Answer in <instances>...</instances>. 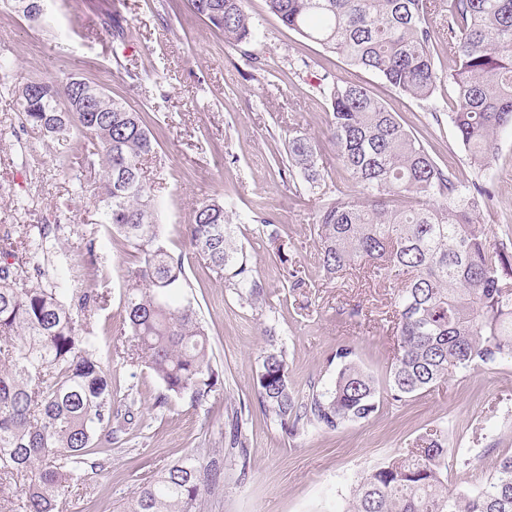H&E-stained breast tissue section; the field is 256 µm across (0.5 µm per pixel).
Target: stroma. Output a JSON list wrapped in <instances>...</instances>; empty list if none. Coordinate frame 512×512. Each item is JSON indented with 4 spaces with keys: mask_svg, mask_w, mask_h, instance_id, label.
Returning a JSON list of instances; mask_svg holds the SVG:
<instances>
[{
    "mask_svg": "<svg viewBox=\"0 0 512 512\" xmlns=\"http://www.w3.org/2000/svg\"><path fill=\"white\" fill-rule=\"evenodd\" d=\"M45 8L46 24L33 28L9 0H0V56L10 66L8 83L72 73L144 113L162 160L153 177L167 247L188 251L186 226L196 202L222 199L269 301L263 310L251 308L190 260L192 301L210 332L224 384L207 408L185 400L156 407L159 381L144 364L123 360L126 343L118 336L133 251L108 235L93 199L77 196L70 181L96 147L83 137L53 142L22 131L12 95L0 90V233L27 225L29 239L17 245V254L42 245L46 279L61 287L93 288L108 272L106 303L75 318L96 336L98 355L136 420L131 434L100 449L96 469L70 485L64 512H117L143 483L187 458L221 474L197 512H344L364 471L416 447L432 429L447 433L449 447L470 451L466 477L449 470V486L481 487L499 457L512 452L510 360L386 402L370 420L333 432L289 436L254 396L258 358L272 343L285 348L291 380L303 392L330 386L339 346H352L381 383L393 352L385 319L392 289L362 268L324 280L310 231L318 199L299 174L279 166L289 138L304 135L318 144L320 166L336 169L322 78L362 83L398 113L440 165L465 174V151L447 111L431 114L429 104L348 66L285 27L265 0H246L255 34L238 46L225 43L183 0H46ZM115 9L133 32L130 43L113 39L104 25ZM144 70L157 72L158 84L143 88L132 80V73ZM497 144L489 172L495 199L482 225L490 242L505 243L512 241L511 128L499 132ZM269 214L275 218L271 228L262 224ZM41 224L61 225L58 239L40 243ZM89 236L94 248L80 247ZM292 269L300 270L303 288H290L286 275ZM242 402L250 411L243 416L240 449L230 441V425L232 407Z\"/></svg>",
    "mask_w": 512,
    "mask_h": 512,
    "instance_id": "35a3bbf8",
    "label": "stroma"
}]
</instances>
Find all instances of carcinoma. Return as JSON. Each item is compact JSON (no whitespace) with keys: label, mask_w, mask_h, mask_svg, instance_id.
<instances>
[{"label":"carcinoma","mask_w":512,"mask_h":512,"mask_svg":"<svg viewBox=\"0 0 512 512\" xmlns=\"http://www.w3.org/2000/svg\"><path fill=\"white\" fill-rule=\"evenodd\" d=\"M189 10L230 44L250 42L245 0H186ZM281 23L349 65L367 70L401 95L448 105V120L466 152L470 175L440 166L422 141L363 84L338 79L323 87L336 173L362 189L352 197L319 169L316 145L289 140L288 164L320 196L313 232L323 275L334 280L365 267L395 287L391 329L397 338L385 383L359 364L348 346L329 388L306 394L290 379L286 350L259 356L255 396L294 436L366 421L384 397L401 402L450 376L512 360V251L487 241L483 183L497 135L512 127V0H266ZM113 38H129L126 20L109 17ZM448 39V72L435 45ZM4 89L16 96L22 124L50 139L75 132L96 141L94 202L101 223L135 253L127 268L120 335L164 388L155 403L207 405L218 390L210 337L188 290L186 254L161 239L156 195L142 166L157 162V140L141 113L75 76L30 80ZM192 255L209 275L249 306L266 304L265 289L236 245L224 201L198 202L187 225ZM0 243V472H25L22 512H60L70 484L95 469L97 450L135 428L131 407L112 387L95 337L73 317L105 301L92 288L61 299L66 289L33 284ZM470 456L448 452L436 430L405 455L372 467L352 491L347 512H512V453L476 492L448 487V467ZM217 473L189 459L135 492L123 512H194Z\"/></svg>","instance_id":"1"}]
</instances>
